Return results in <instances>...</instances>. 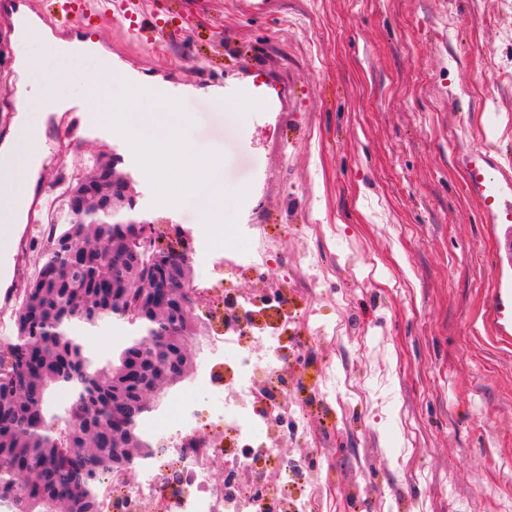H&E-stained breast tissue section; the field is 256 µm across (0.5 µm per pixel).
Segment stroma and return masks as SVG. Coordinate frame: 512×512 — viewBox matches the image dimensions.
I'll use <instances>...</instances> for the list:
<instances>
[{
  "mask_svg": "<svg viewBox=\"0 0 512 512\" xmlns=\"http://www.w3.org/2000/svg\"><path fill=\"white\" fill-rule=\"evenodd\" d=\"M140 43L122 18L84 32L119 78L163 86L191 118L186 135L222 153L224 183L246 190L238 221L279 250L235 280L261 325L285 311L338 335L302 347L281 400L306 407L313 453L295 431L284 459L337 486L335 512H512V331L487 318L492 282L512 280V226L488 223L463 157L512 167V0H145ZM251 100L234 127L215 98ZM118 152L151 221L199 227L196 212L154 201L134 153L90 136L43 172L47 209L26 225L15 267L33 279L67 184ZM321 252L328 277L287 300L262 291ZM192 343L207 406L232 367L212 351L224 305L203 292Z\"/></svg>",
  "mask_w": 512,
  "mask_h": 512,
  "instance_id": "1",
  "label": "stroma"
}]
</instances>
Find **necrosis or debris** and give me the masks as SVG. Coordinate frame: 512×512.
<instances>
[{"label":"necrosis or debris","mask_w":512,"mask_h":512,"mask_svg":"<svg viewBox=\"0 0 512 512\" xmlns=\"http://www.w3.org/2000/svg\"><path fill=\"white\" fill-rule=\"evenodd\" d=\"M224 320V336L216 348L233 364L235 374L224 382V393L210 409H200L194 395L174 400L167 413L154 421L159 447L178 465L181 482L162 501L161 512H323L325 500L334 498L335 486L295 461L283 460L273 431L281 423L299 422L296 409L277 399L260 402L259 386H276L289 362L281 333L257 325L251 297L238 295ZM224 429L232 442L225 449L227 471L238 473L276 465L280 482L260 499L244 496L242 485L208 482L207 457L212 450L199 432L201 422ZM166 470L149 463L140 472L104 485L114 504H136L165 485Z\"/></svg>","instance_id":"necrosis-or-debris-1"}]
</instances>
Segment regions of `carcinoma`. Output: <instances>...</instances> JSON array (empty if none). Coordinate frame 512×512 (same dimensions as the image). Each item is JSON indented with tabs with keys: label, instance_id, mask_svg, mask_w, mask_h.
<instances>
[{
	"label": "carcinoma",
	"instance_id": "1",
	"mask_svg": "<svg viewBox=\"0 0 512 512\" xmlns=\"http://www.w3.org/2000/svg\"><path fill=\"white\" fill-rule=\"evenodd\" d=\"M134 225L107 221L86 234L71 215L53 224L48 251L36 277L21 289L15 309L16 331L0 341V501L9 512H88L102 502L101 488L112 481V410L124 393L136 390L145 375L159 373L171 358L169 347L150 341L156 324L137 316L135 282L152 279L182 254L140 244V263L127 267L125 254ZM75 240L73 256L57 253L58 242ZM124 307L112 309V293ZM97 309V322L123 320L137 326L139 347L120 349L104 361L94 358L69 331L84 324L83 308ZM102 380L100 391L83 384L72 370ZM66 394L58 415L51 393ZM96 426L87 453L77 443Z\"/></svg>",
	"mask_w": 512,
	"mask_h": 512
}]
</instances>
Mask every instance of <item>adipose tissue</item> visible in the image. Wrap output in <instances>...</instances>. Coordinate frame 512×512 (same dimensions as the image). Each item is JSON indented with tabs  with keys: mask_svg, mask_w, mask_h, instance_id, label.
<instances>
[{
	"mask_svg": "<svg viewBox=\"0 0 512 512\" xmlns=\"http://www.w3.org/2000/svg\"><path fill=\"white\" fill-rule=\"evenodd\" d=\"M16 124L0 144V286L8 287L29 203L35 193L43 158L39 144L44 126L34 124L32 113L60 111L65 101L42 89L18 82L15 92Z\"/></svg>",
	"mask_w": 512,
	"mask_h": 512,
	"instance_id": "adipose-tissue-1",
	"label": "adipose tissue"
}]
</instances>
